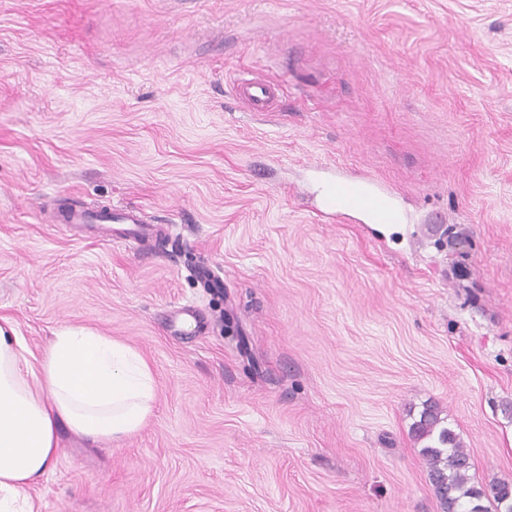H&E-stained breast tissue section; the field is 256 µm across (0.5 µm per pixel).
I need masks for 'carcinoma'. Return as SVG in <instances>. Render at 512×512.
<instances>
[{
  "instance_id": "carcinoma-1",
  "label": "carcinoma",
  "mask_w": 512,
  "mask_h": 512,
  "mask_svg": "<svg viewBox=\"0 0 512 512\" xmlns=\"http://www.w3.org/2000/svg\"><path fill=\"white\" fill-rule=\"evenodd\" d=\"M441 411L426 406L419 420L411 426L417 441L427 440L422 455L429 468V480L443 512H512V482L497 481L479 488L470 484L469 455L461 447L457 435L441 426ZM486 499L488 505L467 508L472 499Z\"/></svg>"
}]
</instances>
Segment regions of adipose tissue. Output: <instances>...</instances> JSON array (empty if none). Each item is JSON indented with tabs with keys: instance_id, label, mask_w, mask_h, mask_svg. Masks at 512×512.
I'll use <instances>...</instances> for the list:
<instances>
[{
	"instance_id": "1",
	"label": "adipose tissue",
	"mask_w": 512,
	"mask_h": 512,
	"mask_svg": "<svg viewBox=\"0 0 512 512\" xmlns=\"http://www.w3.org/2000/svg\"><path fill=\"white\" fill-rule=\"evenodd\" d=\"M157 384L128 345L84 327L33 355L0 316V512H33L29 490L56 463L61 430L94 441L141 429Z\"/></svg>"
}]
</instances>
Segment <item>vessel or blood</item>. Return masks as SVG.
Returning <instances> with one entry per match:
<instances>
[{"instance_id":"obj_1","label":"vessel or blood","mask_w":512,"mask_h":512,"mask_svg":"<svg viewBox=\"0 0 512 512\" xmlns=\"http://www.w3.org/2000/svg\"><path fill=\"white\" fill-rule=\"evenodd\" d=\"M233 88L236 99L255 115L264 116L280 109L283 88L268 77L241 72L237 74ZM316 212L331 220L358 214L373 224H392L400 218L386 189L370 180H353L345 176L328 179L327 190L320 196ZM63 221L67 224H121L125 227V240L140 246L149 243L147 218L133 207L116 206L109 211L90 208L70 210L64 213Z\"/></svg>"}]
</instances>
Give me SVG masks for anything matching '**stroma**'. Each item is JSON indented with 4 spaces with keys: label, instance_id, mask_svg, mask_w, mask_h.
Segmentation results:
<instances>
[{
    "label": "stroma",
    "instance_id": "stroma-1",
    "mask_svg": "<svg viewBox=\"0 0 512 512\" xmlns=\"http://www.w3.org/2000/svg\"><path fill=\"white\" fill-rule=\"evenodd\" d=\"M317 164L399 223L322 221ZM73 198L170 231L129 248L59 223ZM0 315L157 383L135 434L62 435L36 512H442L429 402L512 481V0H0ZM236 99L248 112L264 116L280 109L282 86L268 77L248 72H239L234 79Z\"/></svg>",
    "mask_w": 512,
    "mask_h": 512
}]
</instances>
